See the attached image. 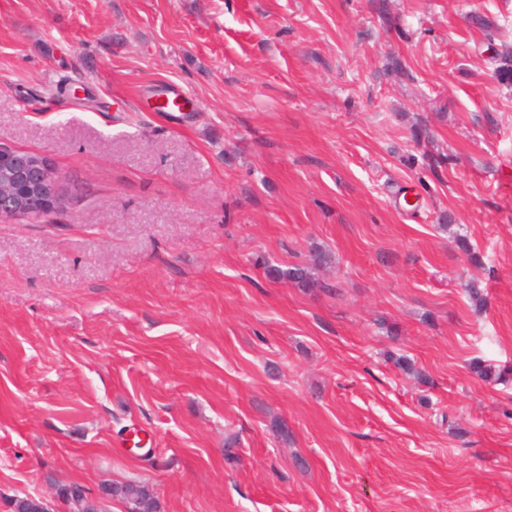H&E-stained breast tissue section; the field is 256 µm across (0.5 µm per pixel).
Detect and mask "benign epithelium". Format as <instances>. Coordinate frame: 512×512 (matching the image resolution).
<instances>
[{
    "instance_id": "1",
    "label": "benign epithelium",
    "mask_w": 512,
    "mask_h": 512,
    "mask_svg": "<svg viewBox=\"0 0 512 512\" xmlns=\"http://www.w3.org/2000/svg\"><path fill=\"white\" fill-rule=\"evenodd\" d=\"M65 198L51 159L44 155L0 145V217L40 218L63 207ZM55 497L68 512H105L109 489L99 493L79 484L55 489ZM21 512H53L42 495H27L20 501Z\"/></svg>"
}]
</instances>
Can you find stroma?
I'll list each match as a JSON object with an SVG mask.
<instances>
[{
	"label": "stroma",
	"instance_id": "stroma-1",
	"mask_svg": "<svg viewBox=\"0 0 512 512\" xmlns=\"http://www.w3.org/2000/svg\"><path fill=\"white\" fill-rule=\"evenodd\" d=\"M492 50L512 0H0V144L66 198L0 219V512H512ZM317 249L320 287L265 277ZM152 490L141 482H126L112 486V494L131 503L137 497H151ZM109 488H103L99 493L89 491L79 484L58 486L55 497L68 506L69 512H105V501L112 497Z\"/></svg>",
	"mask_w": 512,
	"mask_h": 512
}]
</instances>
